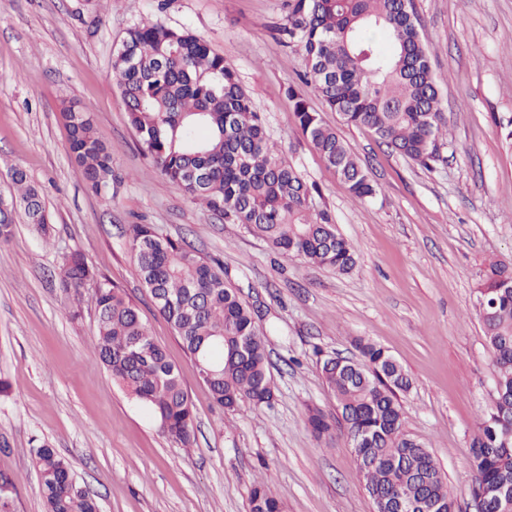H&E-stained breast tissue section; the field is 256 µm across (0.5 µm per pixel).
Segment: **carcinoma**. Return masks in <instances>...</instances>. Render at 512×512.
I'll return each mask as SVG.
<instances>
[{
    "label": "carcinoma",
    "instance_id": "1",
    "mask_svg": "<svg viewBox=\"0 0 512 512\" xmlns=\"http://www.w3.org/2000/svg\"><path fill=\"white\" fill-rule=\"evenodd\" d=\"M280 32L299 48L305 78L323 104L348 125L371 131L380 144L424 166L439 158L448 137L439 86L429 63L413 0H288ZM128 122L144 152L169 183L224 218L243 224L277 253L348 273L354 245L336 230L327 210L310 205L308 185L270 144L264 118L235 71L200 38L146 20L128 30L113 59ZM70 151L97 193L112 185V149L97 135L90 108H62ZM295 123L355 202L377 195V186L336 129L306 100L294 103ZM43 235L48 214L20 168L11 171L9 196L0 197V240L13 232L15 215ZM135 270L156 310L172 327L193 363L210 370L203 382L216 405L234 410L243 400L264 404L275 386L257 310L184 239L159 234L150 224L128 228ZM63 288L79 294L96 287L94 350L112 380L146 406L163 433L187 448L193 411L179 370L143 321L137 303L117 285L97 279L74 252L59 270ZM484 335L493 355L489 404L471 441L473 494L484 485L512 489V261H495L477 288ZM354 363L323 360L325 383L336 399L331 423L318 410L308 422L319 436L338 425L353 447L356 469L376 512H456L441 465L406 432L398 394L411 380L382 347L355 341ZM40 472L47 512H98L74 478L68 461L46 443L30 449ZM15 486L0 473V512H12ZM250 512H282L261 482Z\"/></svg>",
    "mask_w": 512,
    "mask_h": 512
}]
</instances>
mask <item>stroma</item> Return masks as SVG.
<instances>
[{"label":"stroma","mask_w":512,"mask_h":512,"mask_svg":"<svg viewBox=\"0 0 512 512\" xmlns=\"http://www.w3.org/2000/svg\"><path fill=\"white\" fill-rule=\"evenodd\" d=\"M440 86L448 139L423 166L324 109L302 82L300 51L280 41L286 0H0V192L23 168L49 214L42 235L17 218L0 242V472L14 512H46L30 450L70 463L100 512H249L261 480L283 512H375L344 432L317 437L309 409L335 418L323 355L373 340L403 366L407 433L425 444L474 512L470 442L493 385L476 289L494 260H512V0H414ZM151 18L202 38L262 112L271 141L319 193L318 209L357 249L346 274L274 252L164 180L130 128L113 73L126 31ZM303 97L350 144L378 187L353 202L295 125ZM89 106L117 180L93 192L69 149L64 105ZM152 224L220 261L260 313L276 391L271 404L217 407L134 272L126 229ZM81 252L134 299L179 366L194 441L171 442L92 348L94 286L72 294L57 273Z\"/></svg>","instance_id":"35a3bbf8"}]
</instances>
